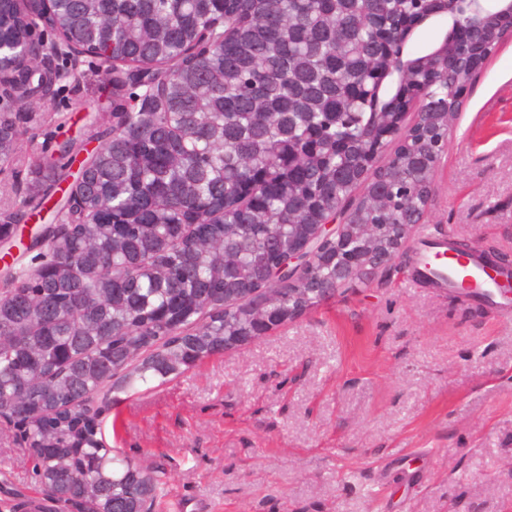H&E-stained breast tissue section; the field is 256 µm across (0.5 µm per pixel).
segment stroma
Here are the masks:
<instances>
[{"instance_id":"obj_1","label":"stroma","mask_w":512,"mask_h":512,"mask_svg":"<svg viewBox=\"0 0 512 512\" xmlns=\"http://www.w3.org/2000/svg\"><path fill=\"white\" fill-rule=\"evenodd\" d=\"M114 82L85 59L57 83L25 161L97 144ZM421 227L512 256V39L468 87ZM413 243L255 342L102 399L111 447L158 472L151 512H512V313L409 285ZM56 512L0 434V512Z\"/></svg>"}]
</instances>
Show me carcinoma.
<instances>
[{"instance_id": "cac0c4a2", "label": "carcinoma", "mask_w": 512, "mask_h": 512, "mask_svg": "<svg viewBox=\"0 0 512 512\" xmlns=\"http://www.w3.org/2000/svg\"><path fill=\"white\" fill-rule=\"evenodd\" d=\"M402 0H52L58 35L112 60L115 82L143 65L169 72L158 112L98 121L103 148L77 173L50 159L28 170L20 200L0 208L5 248L30 260L0 276V418L29 448L35 474L60 512H149L161 481L108 446V406L97 396L121 371L131 388L164 381L224 351L226 336H263L281 311L307 310L336 283V242L307 280L267 277L288 250L341 212L346 224H415L433 195L438 139L386 137L399 93H375L383 46L396 47ZM0 0L13 43L27 15ZM230 32L218 44L208 27ZM424 112L475 74L451 56L410 59ZM443 79L437 98L425 76ZM23 96L0 108V169L23 166V135L38 123ZM379 169L363 178L369 148ZM72 181L90 220L64 202L54 224L24 243L25 222ZM305 289L304 298L289 288ZM268 288L265 315L241 297Z\"/></svg>"}]
</instances>
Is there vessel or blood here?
Wrapping results in <instances>:
<instances>
[{
    "label": "vessel or blood",
    "mask_w": 512,
    "mask_h": 512,
    "mask_svg": "<svg viewBox=\"0 0 512 512\" xmlns=\"http://www.w3.org/2000/svg\"><path fill=\"white\" fill-rule=\"evenodd\" d=\"M450 234L422 231L414 249L410 278L435 288H457L467 282L479 301L501 309L512 308V297L503 293L501 284L491 276L479 255H471L465 266H458L450 257Z\"/></svg>",
    "instance_id": "vessel-or-blood-1"
}]
</instances>
